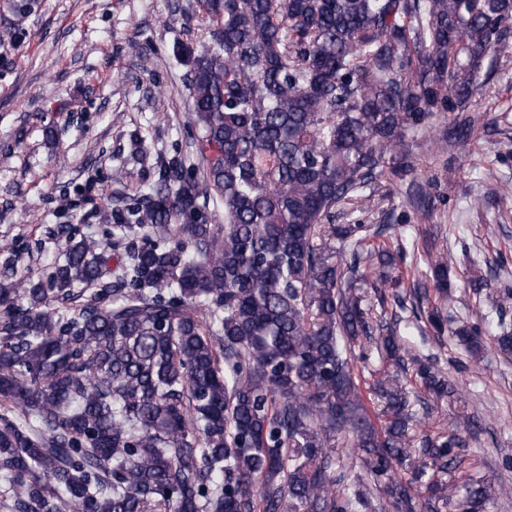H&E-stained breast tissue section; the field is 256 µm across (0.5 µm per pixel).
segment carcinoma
Listing matches in <instances>:
<instances>
[{
	"mask_svg": "<svg viewBox=\"0 0 512 512\" xmlns=\"http://www.w3.org/2000/svg\"><path fill=\"white\" fill-rule=\"evenodd\" d=\"M189 17L207 24L186 74L198 163L176 155L134 202L100 211L112 234L142 235L122 275L62 225L47 279L0 281L11 512H369L376 491L380 512H429L423 493L482 512L511 494L461 453L473 420L409 436L405 361L424 390L454 387L360 287L407 251L366 249V225L333 220L414 169L408 139L436 113L456 114L448 145L470 139L467 105L506 46L512 0H196ZM449 261L428 260L438 334ZM494 307L455 336L473 353L490 336L508 358L512 290ZM357 347L383 364L377 423ZM343 431L367 466L352 484L332 472Z\"/></svg>",
	"mask_w": 512,
	"mask_h": 512,
	"instance_id": "obj_1",
	"label": "carcinoma"
}]
</instances>
